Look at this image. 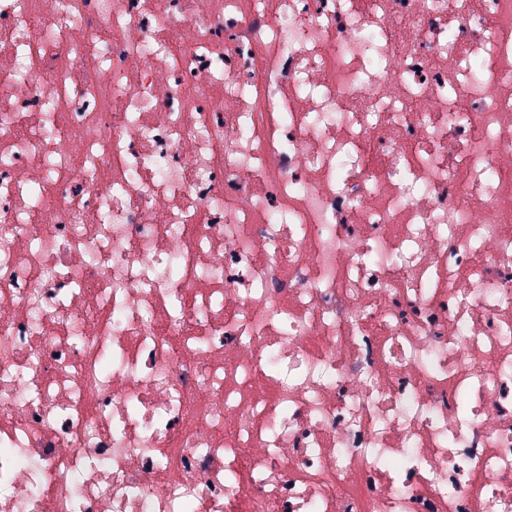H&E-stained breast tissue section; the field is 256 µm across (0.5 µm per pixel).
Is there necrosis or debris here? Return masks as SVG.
<instances>
[{
	"instance_id": "necrosis-or-debris-1",
	"label": "necrosis or debris",
	"mask_w": 512,
	"mask_h": 512,
	"mask_svg": "<svg viewBox=\"0 0 512 512\" xmlns=\"http://www.w3.org/2000/svg\"><path fill=\"white\" fill-rule=\"evenodd\" d=\"M0 512H512V0H0Z\"/></svg>"
}]
</instances>
